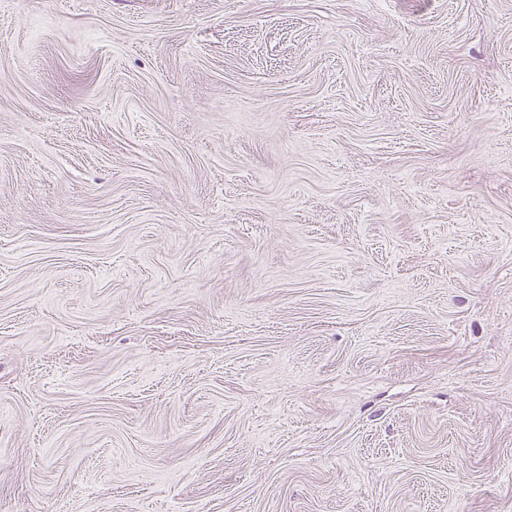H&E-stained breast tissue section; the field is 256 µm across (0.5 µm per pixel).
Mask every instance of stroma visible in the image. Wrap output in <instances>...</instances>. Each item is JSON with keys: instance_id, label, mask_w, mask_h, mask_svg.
Listing matches in <instances>:
<instances>
[{"instance_id": "35a3bbf8", "label": "stroma", "mask_w": 512, "mask_h": 512, "mask_svg": "<svg viewBox=\"0 0 512 512\" xmlns=\"http://www.w3.org/2000/svg\"><path fill=\"white\" fill-rule=\"evenodd\" d=\"M512 512V0H0V512Z\"/></svg>"}]
</instances>
